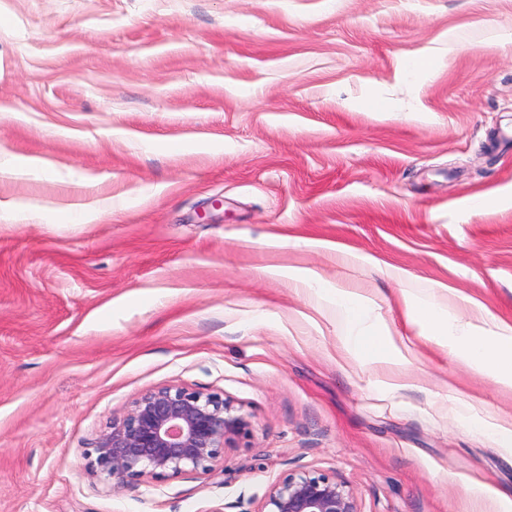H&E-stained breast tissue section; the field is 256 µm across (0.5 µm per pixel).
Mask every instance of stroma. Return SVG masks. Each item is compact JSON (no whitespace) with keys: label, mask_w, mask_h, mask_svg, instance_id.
I'll use <instances>...</instances> for the list:
<instances>
[{"label":"stroma","mask_w":512,"mask_h":512,"mask_svg":"<svg viewBox=\"0 0 512 512\" xmlns=\"http://www.w3.org/2000/svg\"><path fill=\"white\" fill-rule=\"evenodd\" d=\"M18 158L51 169L0 175V512H255L301 468L362 512H512V452L455 413L512 388L401 300L512 325V0H0ZM274 267L368 297L404 363ZM169 384L251 436L112 489L96 438Z\"/></svg>","instance_id":"stroma-1"}]
</instances>
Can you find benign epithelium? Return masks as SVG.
I'll list each match as a JSON object with an SVG mask.
<instances>
[{
	"instance_id": "benign-epithelium-1",
	"label": "benign epithelium",
	"mask_w": 512,
	"mask_h": 512,
	"mask_svg": "<svg viewBox=\"0 0 512 512\" xmlns=\"http://www.w3.org/2000/svg\"><path fill=\"white\" fill-rule=\"evenodd\" d=\"M252 434L241 408L219 392L165 385L136 398L95 441L90 467L112 489L209 474L224 449ZM257 512H361L356 493L334 474L290 471L265 493Z\"/></svg>"
}]
</instances>
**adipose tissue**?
Masks as SVG:
<instances>
[{
    "instance_id": "ef3b65f1",
    "label": "adipose tissue",
    "mask_w": 512,
    "mask_h": 512,
    "mask_svg": "<svg viewBox=\"0 0 512 512\" xmlns=\"http://www.w3.org/2000/svg\"><path fill=\"white\" fill-rule=\"evenodd\" d=\"M288 279L302 282L325 296L336 309V316L346 327L345 339L349 345L369 353L375 360L395 364L401 350L393 336L369 324L371 302L348 290L332 287L318 273L297 268L288 269ZM409 318L420 328L421 335L437 344L455 342L460 354L478 372H490L498 382L512 388V328L504 327L501 333L480 336L470 323L458 320L440 304L403 295Z\"/></svg>"
}]
</instances>
